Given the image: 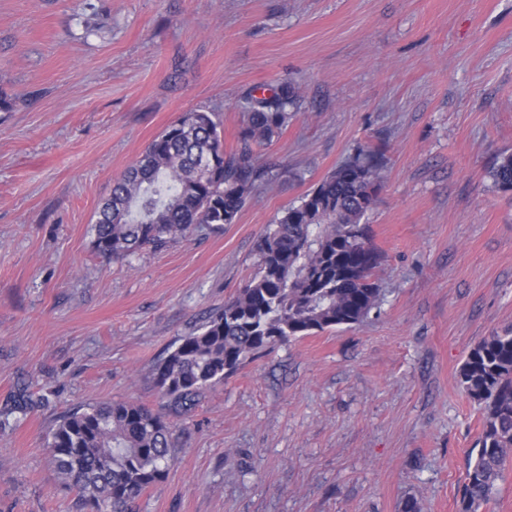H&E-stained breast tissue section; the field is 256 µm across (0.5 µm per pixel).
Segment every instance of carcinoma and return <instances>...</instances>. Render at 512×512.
<instances>
[{
  "mask_svg": "<svg viewBox=\"0 0 512 512\" xmlns=\"http://www.w3.org/2000/svg\"><path fill=\"white\" fill-rule=\"evenodd\" d=\"M299 106L288 82L245 97L240 147L228 154L215 113H182L112 184L93 225L94 251L126 258L160 248L200 224L236 222L248 200L274 180L253 146L270 142ZM380 149L364 146L285 209L258 244L257 272L198 330L181 337L153 369L170 411L187 412L202 391L277 344L360 323L379 302L372 277L380 254L365 222L376 201ZM496 188L512 191V153L495 161ZM460 382L483 405L471 448L460 512H477L512 465V329L493 332L470 352ZM61 485L96 512H136L174 460L165 415L136 401L80 405L47 439Z\"/></svg>",
  "mask_w": 512,
  "mask_h": 512,
  "instance_id": "carcinoma-1",
  "label": "carcinoma"
}]
</instances>
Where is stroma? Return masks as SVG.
<instances>
[{
	"label": "stroma",
	"mask_w": 512,
	"mask_h": 512,
	"mask_svg": "<svg viewBox=\"0 0 512 512\" xmlns=\"http://www.w3.org/2000/svg\"><path fill=\"white\" fill-rule=\"evenodd\" d=\"M288 81L301 106L255 148L277 178L236 223L97 255L112 182L182 112ZM0 512H78L47 436L85 403L159 407L152 369L256 271L257 244L366 144L380 303L275 346L175 418L139 512H459L483 411L459 382L512 328V0H0ZM31 406L15 411L20 395ZM490 176L498 190L512 191V153H503L496 159Z\"/></svg>",
	"instance_id": "1"
}]
</instances>
